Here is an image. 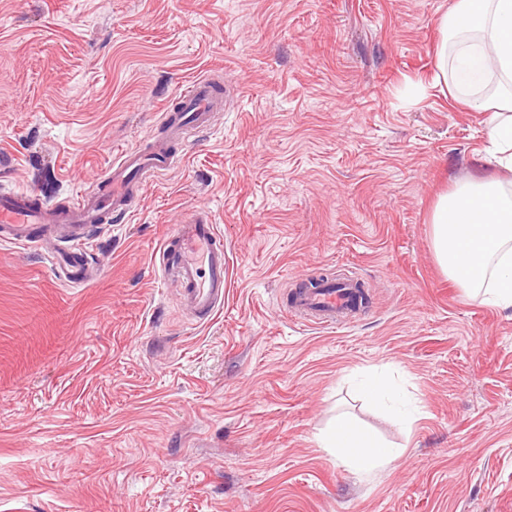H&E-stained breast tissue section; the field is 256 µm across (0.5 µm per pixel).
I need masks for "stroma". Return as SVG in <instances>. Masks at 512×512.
<instances>
[{"instance_id": "1", "label": "stroma", "mask_w": 512, "mask_h": 512, "mask_svg": "<svg viewBox=\"0 0 512 512\" xmlns=\"http://www.w3.org/2000/svg\"><path fill=\"white\" fill-rule=\"evenodd\" d=\"M457 0H0V186L51 204L159 134L188 81L227 105L59 284L0 244V512H512V309L439 269L437 197L488 164L492 112L439 81ZM208 208L224 307L182 309L152 257ZM371 302L289 320L296 279ZM385 369L411 425L361 399ZM355 415L401 458L357 472L320 435Z\"/></svg>"}]
</instances>
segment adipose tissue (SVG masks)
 Masks as SVG:
<instances>
[{"instance_id": "obj_1", "label": "adipose tissue", "mask_w": 512, "mask_h": 512, "mask_svg": "<svg viewBox=\"0 0 512 512\" xmlns=\"http://www.w3.org/2000/svg\"><path fill=\"white\" fill-rule=\"evenodd\" d=\"M442 31L454 42L448 90L466 108L493 110L490 156L512 173V0H458ZM429 224L442 273L484 303L512 308V194L497 180L470 178L438 198ZM320 440L356 470L381 468L402 455L346 414Z\"/></svg>"}]
</instances>
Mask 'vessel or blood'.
<instances>
[{
    "label": "vessel or blood",
    "mask_w": 512,
    "mask_h": 512,
    "mask_svg": "<svg viewBox=\"0 0 512 512\" xmlns=\"http://www.w3.org/2000/svg\"><path fill=\"white\" fill-rule=\"evenodd\" d=\"M218 79L193 80L178 96L183 111L161 114L165 140L123 150L91 190L79 192L64 207L45 202L32 189L0 192V240L22 247H47L56 278L78 287L92 279L83 244L91 227L111 216H126L148 179L179 163V147L209 128L224 109ZM158 270L175 285L182 308L196 319L213 317L224 306L227 286L224 239L210 211L198 209L173 225L159 249ZM352 280L296 287L289 291L290 318L323 328L341 326L352 302Z\"/></svg>",
    "instance_id": "1"
}]
</instances>
